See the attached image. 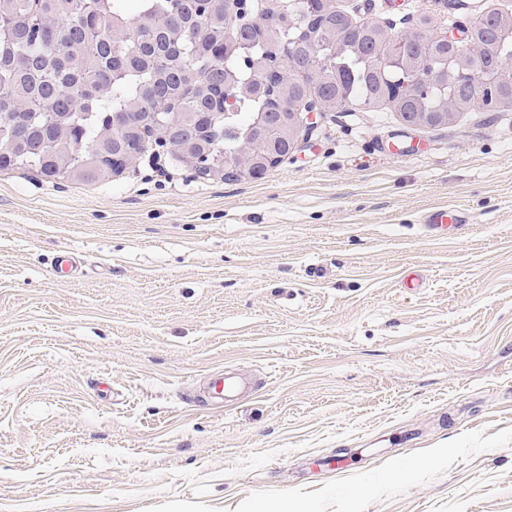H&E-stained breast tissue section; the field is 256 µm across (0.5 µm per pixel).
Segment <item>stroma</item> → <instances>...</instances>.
Returning a JSON list of instances; mask_svg holds the SVG:
<instances>
[{"instance_id":"35a3bbf8","label":"stroma","mask_w":512,"mask_h":512,"mask_svg":"<svg viewBox=\"0 0 512 512\" xmlns=\"http://www.w3.org/2000/svg\"><path fill=\"white\" fill-rule=\"evenodd\" d=\"M218 370L260 388L203 401ZM0 512H512V109L326 112L260 179L0 169ZM466 221L467 214L463 210L435 208L425 214L423 225L430 236L440 237L446 234L449 227L465 224Z\"/></svg>"}]
</instances>
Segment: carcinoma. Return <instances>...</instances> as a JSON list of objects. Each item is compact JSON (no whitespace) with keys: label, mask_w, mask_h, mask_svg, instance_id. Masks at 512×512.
Listing matches in <instances>:
<instances>
[{"label":"carcinoma","mask_w":512,"mask_h":512,"mask_svg":"<svg viewBox=\"0 0 512 512\" xmlns=\"http://www.w3.org/2000/svg\"><path fill=\"white\" fill-rule=\"evenodd\" d=\"M128 0H0V96L37 114L34 134L4 139L15 164L47 169L52 157L29 150L32 136L53 142L71 127L73 181L90 183L112 168V143L133 137L112 127L106 116L136 102L150 112L162 101L177 103L180 123L173 136L195 155H234L258 135L261 112L273 117L314 94L371 108L385 100L407 112L458 115L471 111L484 94L482 72L512 61V26L507 13L478 20V41L461 46L448 60L423 33H399L370 20H354L344 9L320 0H285L268 16L260 36L227 26L224 0H135L140 17L130 28ZM332 38L321 53L310 51L322 32ZM223 42L213 68L188 55L193 37ZM26 65L18 66V61ZM433 72L424 93L392 97L403 69ZM235 108H224V91ZM224 112L216 133L197 135L200 112ZM94 143L89 153L84 144Z\"/></svg>","instance_id":"cac0c4a2"}]
</instances>
